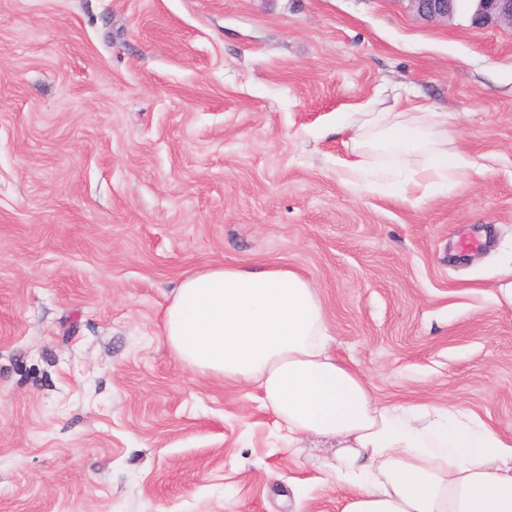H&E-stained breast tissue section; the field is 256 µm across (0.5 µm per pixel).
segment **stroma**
<instances>
[{
    "label": "stroma",
    "mask_w": 512,
    "mask_h": 512,
    "mask_svg": "<svg viewBox=\"0 0 512 512\" xmlns=\"http://www.w3.org/2000/svg\"><path fill=\"white\" fill-rule=\"evenodd\" d=\"M387 107L426 148H372ZM435 149L467 166L416 203L338 165L394 183ZM272 264L382 403L512 436V28L408 0H0V512H341L334 442L164 336L185 276Z\"/></svg>",
    "instance_id": "obj_1"
}]
</instances>
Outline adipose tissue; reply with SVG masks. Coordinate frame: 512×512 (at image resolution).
Wrapping results in <instances>:
<instances>
[{
	"instance_id": "adipose-tissue-1",
	"label": "adipose tissue",
	"mask_w": 512,
	"mask_h": 512,
	"mask_svg": "<svg viewBox=\"0 0 512 512\" xmlns=\"http://www.w3.org/2000/svg\"><path fill=\"white\" fill-rule=\"evenodd\" d=\"M163 327L190 368L257 383L290 435L335 441L342 512H512V438L452 406L377 403L363 375L328 353L323 307L297 271L190 275Z\"/></svg>"
}]
</instances>
